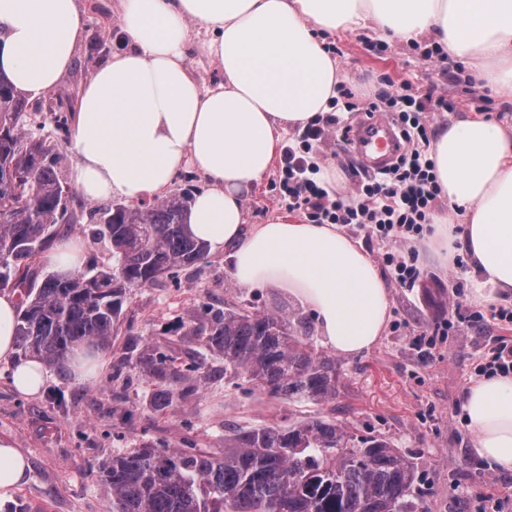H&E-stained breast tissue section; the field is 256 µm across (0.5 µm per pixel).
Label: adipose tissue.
Returning <instances> with one entry per match:
<instances>
[{"label": "adipose tissue", "mask_w": 512, "mask_h": 512, "mask_svg": "<svg viewBox=\"0 0 512 512\" xmlns=\"http://www.w3.org/2000/svg\"><path fill=\"white\" fill-rule=\"evenodd\" d=\"M116 48L83 83L73 117V182L88 201L163 194L192 168L196 193L188 231L224 251L242 288L286 287L315 313L322 341L350 357L383 336L390 294L360 242L336 224L287 212L246 221L245 203L275 166L287 131L328 111L345 73L319 33L371 27L390 39L435 41L467 62L512 104V0H114ZM79 0H0V73L20 91L55 90L86 32ZM209 36L190 37L191 25ZM206 56L222 81L206 86L189 66ZM431 157L448 210L430 251L466 253L470 296L512 294V124L465 114L437 125ZM17 302L0 293V362L15 390L40 395L48 379L36 359H16ZM463 412L471 452L512 471V374L471 385Z\"/></svg>", "instance_id": "obj_1"}]
</instances>
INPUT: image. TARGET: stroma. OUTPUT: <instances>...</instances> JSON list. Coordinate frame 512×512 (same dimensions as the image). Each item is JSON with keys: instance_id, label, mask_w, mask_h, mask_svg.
<instances>
[{"instance_id": "obj_1", "label": "stroma", "mask_w": 512, "mask_h": 512, "mask_svg": "<svg viewBox=\"0 0 512 512\" xmlns=\"http://www.w3.org/2000/svg\"><path fill=\"white\" fill-rule=\"evenodd\" d=\"M324 46L347 72V84L365 75L411 82L419 92L437 87L454 103L455 113L476 110L467 91L474 75L468 64L452 57L426 60L429 40L400 43L362 28L323 38ZM380 52H372V45ZM320 166L335 169L344 189L364 179L360 160L345 152L343 142L328 139L317 156ZM280 169L260 182L246 203V221L266 223L287 211L280 190ZM419 280L413 289L390 286L391 325L378 344L362 354L342 358L341 392L324 405L292 404L224 376L223 358L210 352L201 337L182 328L200 314L203 304L233 295L236 303L264 311H303V303L280 288H239L230 278L224 255L209 252L197 266L177 270L151 287L132 289L124 305L120 334L105 368L93 381H74L69 372L49 371L44 392L25 397L16 392L0 363V437L8 438L26 457L25 481L10 495L43 512H109L100 470L113 454L143 444L197 447L217 452L233 427L285 426L319 414L347 420L359 437L383 435L413 462L419 479L413 488L424 512H483V492L512 484V472L479 470L470 452L471 433L460 415L464 395L475 382L474 368L487 345L498 338L512 341V323L461 318L474 309L469 282L456 266L442 267L426 246H419ZM449 322L432 353L411 344L414 335ZM139 350L172 349L180 364L198 363L177 389L173 404L156 409L157 385L129 367L115 379V366L130 353L128 338Z\"/></svg>"}]
</instances>
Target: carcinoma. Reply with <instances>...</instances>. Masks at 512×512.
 Returning <instances> with one entry per match:
<instances>
[{
	"mask_svg": "<svg viewBox=\"0 0 512 512\" xmlns=\"http://www.w3.org/2000/svg\"><path fill=\"white\" fill-rule=\"evenodd\" d=\"M54 113L69 135L75 112L69 92L44 104L27 99L0 77V286L19 291L15 326L19 355L65 368L74 351L112 349L133 288L151 286L203 261L208 246L186 228L191 191L150 203L86 209L76 196L61 203L64 156L26 131L30 112ZM37 191L21 203L26 186ZM87 215L112 263L94 258L67 275L30 277L59 228ZM204 320L185 335L200 336L224 357V376L242 378L292 403L321 404L340 393L341 365L316 347L313 325L293 313L250 310L235 303L204 305ZM177 358L156 350L136 368L162 385L155 406L167 408L184 374ZM417 471L385 436L360 440L346 422L316 416L286 426L239 428L224 436V453L144 445L112 456L103 486L112 512H418L411 499Z\"/></svg>",
	"mask_w": 512,
	"mask_h": 512,
	"instance_id": "obj_1",
	"label": "carcinoma"
}]
</instances>
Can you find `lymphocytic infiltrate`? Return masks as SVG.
<instances>
[{"mask_svg": "<svg viewBox=\"0 0 512 512\" xmlns=\"http://www.w3.org/2000/svg\"><path fill=\"white\" fill-rule=\"evenodd\" d=\"M355 97L351 88L339 85L329 115L303 128L296 142L288 145L280 187L289 207L303 211L310 223L345 224L389 242L385 263L392 279L398 287L412 288L420 276L416 245L430 233L441 202L426 116L452 111L454 104L444 94L415 92L407 82L398 88H377L364 107L369 112L381 107L392 112L406 148L392 168L344 192L319 179L314 155L339 127V113L356 111Z\"/></svg>", "mask_w": 512, "mask_h": 512, "instance_id": "lymphocytic-infiltrate-1", "label": "lymphocytic infiltrate"}]
</instances>
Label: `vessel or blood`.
I'll use <instances>...</instances> for the list:
<instances>
[{
    "mask_svg": "<svg viewBox=\"0 0 512 512\" xmlns=\"http://www.w3.org/2000/svg\"><path fill=\"white\" fill-rule=\"evenodd\" d=\"M349 146L368 168L379 172L389 167L402 149L392 121L380 116L361 122L350 136Z\"/></svg>",
    "mask_w": 512,
    "mask_h": 512,
    "instance_id": "obj_1",
    "label": "vessel or blood"
}]
</instances>
